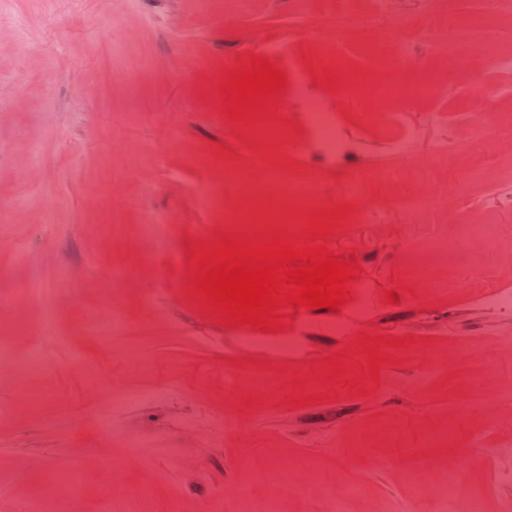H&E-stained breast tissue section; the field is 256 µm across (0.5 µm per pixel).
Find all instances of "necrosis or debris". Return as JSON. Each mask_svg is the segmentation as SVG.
I'll return each mask as SVG.
<instances>
[{
  "mask_svg": "<svg viewBox=\"0 0 512 512\" xmlns=\"http://www.w3.org/2000/svg\"><path fill=\"white\" fill-rule=\"evenodd\" d=\"M482 22L483 19L479 16L464 19L453 13L448 15L450 37L445 45V55L448 59L449 78H456L475 53L476 48L468 32ZM413 29L414 24L409 17L392 14L384 36L370 47L372 54L383 58L388 69L395 75H402L412 65L407 47ZM306 119L314 143L324 156L333 157L344 150L345 143L339 135V119L334 113L322 110L319 103L313 102L309 105ZM254 161L265 166L268 183L274 186L283 201L290 206L289 211L282 214L283 223L296 222L319 204L317 189L306 179L295 175L289 169L268 164L265 154H257ZM409 183L422 188L419 196L406 194L399 199V207L409 214L415 207L430 200L428 191L432 186L431 173L422 166L413 169L382 166L371 172L357 171L337 175L336 198L340 201L362 199L371 195L378 185L393 184L402 187ZM175 222L173 213L161 212L150 216L142 226V235L154 244L156 261L163 269L173 266L178 260L174 244ZM492 236V225L476 219L464 220L456 224L448 239L431 242L429 249L452 257L467 250L472 242H486ZM127 276L128 273L124 270L112 272L109 276L102 291L104 301L95 325V335H116L125 331L127 319L122 310L119 286ZM87 471L83 460L74 459L64 463L51 479L45 496L25 503L22 512H68L70 504L83 491Z\"/></svg>",
  "mask_w": 512,
  "mask_h": 512,
  "instance_id": "4bbe7bcc",
  "label": "necrosis or debris"
}]
</instances>
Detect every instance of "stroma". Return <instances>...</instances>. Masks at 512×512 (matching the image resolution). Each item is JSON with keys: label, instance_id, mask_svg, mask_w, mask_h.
<instances>
[{"label": "stroma", "instance_id": "35a3bbf8", "mask_svg": "<svg viewBox=\"0 0 512 512\" xmlns=\"http://www.w3.org/2000/svg\"><path fill=\"white\" fill-rule=\"evenodd\" d=\"M323 4L250 0L241 14L237 0H112L108 10L102 0H0V211L14 215L0 223V512H21L66 460L122 458L134 436L138 456L122 459L116 479L89 472L69 512H101L107 500L112 512H167L173 502L180 512H261L274 497L282 512H328L337 490L353 483L364 495L347 500L345 512H448L431 486L451 468L460 501L512 512V484L494 479L512 467V312L476 303L507 281L512 260V75L477 53L452 85L442 53L453 12L484 15L473 40L512 54V11L488 12L487 0H393V11L417 25L412 55L423 67L415 78L434 93L391 102L402 115L392 125L366 119L382 109L373 88L390 79L367 52L387 25L378 0H356L367 22L341 43L319 32L296 41L303 18ZM270 34L282 36L295 72L332 43L353 76V94L309 84L349 142L336 159L321 156L303 132L289 92L276 115L290 124L273 151L245 123L214 118L224 73L243 52L263 56ZM147 57L163 73L144 68ZM475 109L489 110L494 123L472 126L475 171L457 181L435 146L454 139L457 126L433 116ZM167 118L178 134L161 156ZM409 128L418 131L411 156L434 173L433 203L406 217L393 206L397 190L379 186L351 201V216L326 239L337 257L357 256L361 267L341 309L352 318L347 333L329 330L328 310L291 308L288 321L303 327L299 353L269 359L234 328L203 317L186 281L152 268L153 246L140 235L152 211L173 210L178 223L213 238L224 230L225 202L257 213L278 206L263 169L251 165L255 153L323 188L340 171L402 163L390 145ZM228 169L246 170L248 182L214 198ZM453 215L493 225L494 242L452 260L425 250L451 233ZM120 268L135 271L121 288L128 328L92 335L99 288ZM34 276L37 290L22 297ZM454 276L456 288L428 285ZM389 289L398 303H385ZM48 308L54 336L41 333ZM368 334L417 342L394 349L395 363L366 381L369 396L342 388L334 401L285 406L290 373L307 374ZM35 349L47 366L21 372ZM267 360L272 369H261ZM23 386L37 406L21 397ZM146 390L159 399L139 401ZM117 392L131 401L116 411ZM249 395L258 404L242 405ZM106 414L105 432L97 421ZM284 459L294 472L281 469ZM299 476L310 492L296 490ZM232 485L243 494L225 497Z\"/></svg>", "mask_w": 512, "mask_h": 512}]
</instances>
